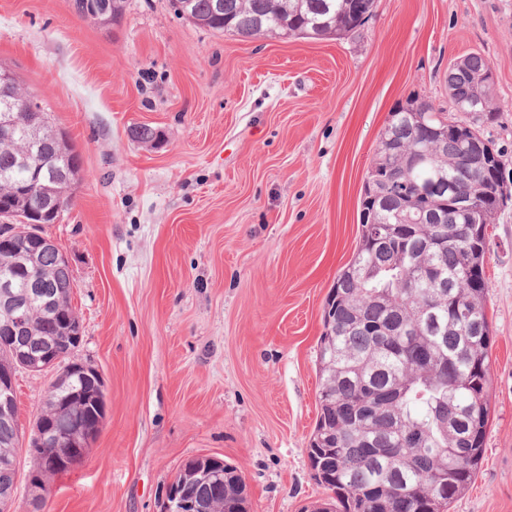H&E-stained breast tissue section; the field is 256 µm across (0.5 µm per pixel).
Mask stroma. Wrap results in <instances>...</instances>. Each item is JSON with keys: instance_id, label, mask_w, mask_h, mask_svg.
<instances>
[{"instance_id": "35a3bbf8", "label": "stroma", "mask_w": 512, "mask_h": 512, "mask_svg": "<svg viewBox=\"0 0 512 512\" xmlns=\"http://www.w3.org/2000/svg\"><path fill=\"white\" fill-rule=\"evenodd\" d=\"M471 52L494 74L502 112L481 131L512 189V0H378L338 40L229 37L169 0H128L108 27L72 0H0V66L79 156L43 231L70 262L77 356L106 402L83 458L35 488L26 446L58 372H17L15 512L38 496L42 512H159L200 455L237 467L250 512L325 498L307 454L317 350L367 170L398 106L448 110V68ZM142 124L155 143L131 138ZM487 234L491 417L450 512H512V196Z\"/></svg>"}]
</instances>
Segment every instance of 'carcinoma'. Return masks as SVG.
I'll use <instances>...</instances> for the list:
<instances>
[{
  "mask_svg": "<svg viewBox=\"0 0 512 512\" xmlns=\"http://www.w3.org/2000/svg\"><path fill=\"white\" fill-rule=\"evenodd\" d=\"M171 0L189 21L241 38H338L365 24L376 0ZM126 0H73L80 17L109 25ZM488 61L472 52L448 68L453 109L472 121L452 122L427 102L409 100L383 128L370 166L394 177L380 184L371 223H361L354 258L336 276L327 296L317 361L318 419L308 448L311 468L327 499L313 512H449L474 482L484 457L490 421L493 334L487 314L484 261L486 229L508 196L502 160L481 124L498 117L493 93L477 99L476 80ZM496 172L483 185L465 157L466 147ZM26 137L0 142V204L47 220L46 200L29 187L19 154ZM428 153L417 165L414 151ZM46 173L76 181L78 154L53 127L33 148ZM471 195L473 210L448 211V198ZM426 212L416 221L407 209ZM408 224L392 237L390 225ZM39 287L19 282L33 334L0 331L4 348L28 344L43 332L47 302L57 325L73 320V275L55 251L37 258ZM0 348V361L11 359ZM71 388L46 401L43 412L62 424L95 426L104 415V393L94 374H75ZM17 417L0 418V455L16 452ZM194 492L205 512L224 504V490L202 483Z\"/></svg>",
  "mask_w": 512,
  "mask_h": 512,
  "instance_id": "carcinoma-1",
  "label": "carcinoma"
}]
</instances>
